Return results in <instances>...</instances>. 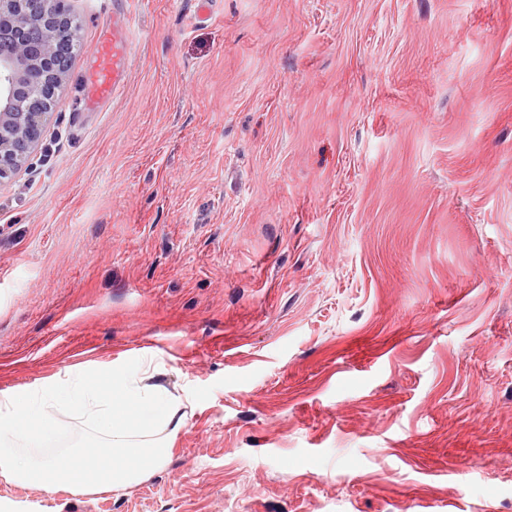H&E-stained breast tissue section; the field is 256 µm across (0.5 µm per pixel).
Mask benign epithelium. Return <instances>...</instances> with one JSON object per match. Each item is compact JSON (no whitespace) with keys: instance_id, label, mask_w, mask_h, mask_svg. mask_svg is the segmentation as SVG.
Here are the masks:
<instances>
[{"instance_id":"7a95c632","label":"benign epithelium","mask_w":512,"mask_h":512,"mask_svg":"<svg viewBox=\"0 0 512 512\" xmlns=\"http://www.w3.org/2000/svg\"><path fill=\"white\" fill-rule=\"evenodd\" d=\"M69 0H0V182L38 146L51 103L69 75L74 44Z\"/></svg>"}]
</instances>
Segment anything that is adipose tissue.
Here are the masks:
<instances>
[{"instance_id":"obj_1","label":"adipose tissue","mask_w":512,"mask_h":512,"mask_svg":"<svg viewBox=\"0 0 512 512\" xmlns=\"http://www.w3.org/2000/svg\"><path fill=\"white\" fill-rule=\"evenodd\" d=\"M185 399L146 382L140 364L104 365L95 380L75 374L33 390L0 392V481L64 496L112 493L159 470L173 451ZM91 414L98 435L79 449L38 448L54 433L53 412Z\"/></svg>"}]
</instances>
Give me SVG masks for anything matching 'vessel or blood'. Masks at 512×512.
<instances>
[{"mask_svg": "<svg viewBox=\"0 0 512 512\" xmlns=\"http://www.w3.org/2000/svg\"><path fill=\"white\" fill-rule=\"evenodd\" d=\"M127 0H115L111 29L102 31L92 49L93 66L83 77V107L91 110L117 94L129 66Z\"/></svg>", "mask_w": 512, "mask_h": 512, "instance_id": "obj_1", "label": "vessel or blood"}]
</instances>
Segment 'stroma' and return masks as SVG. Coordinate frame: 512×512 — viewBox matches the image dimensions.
<instances>
[{
    "label": "stroma",
    "instance_id": "stroma-1",
    "mask_svg": "<svg viewBox=\"0 0 512 512\" xmlns=\"http://www.w3.org/2000/svg\"><path fill=\"white\" fill-rule=\"evenodd\" d=\"M0 183V391L153 361L165 466L14 512H512V0H104ZM42 452L92 433L57 413ZM121 12L112 16V31L103 30L92 48L93 66L83 77V109L97 108L117 94L129 66L127 0H114Z\"/></svg>",
    "mask_w": 512,
    "mask_h": 512
}]
</instances>
